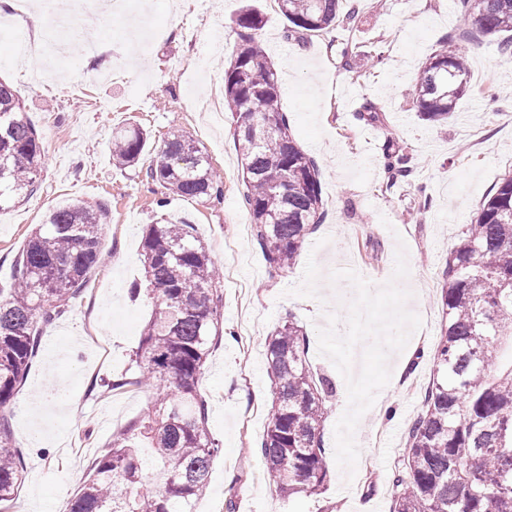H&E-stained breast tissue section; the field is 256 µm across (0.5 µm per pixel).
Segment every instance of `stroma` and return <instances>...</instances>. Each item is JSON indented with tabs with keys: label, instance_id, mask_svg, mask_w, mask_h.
Segmentation results:
<instances>
[{
	"label": "stroma",
	"instance_id": "1",
	"mask_svg": "<svg viewBox=\"0 0 512 512\" xmlns=\"http://www.w3.org/2000/svg\"><path fill=\"white\" fill-rule=\"evenodd\" d=\"M356 4L355 25L337 23L301 44L289 37L276 0H255L281 108L322 189L323 221L289 272L270 267L254 238L235 119L225 111L211 123L196 110L211 87L224 84L241 0H127L125 13L106 25L77 19L62 35L69 52L60 71L45 72L38 86L27 79L38 58L17 63L15 30H0V78L25 103L43 151L38 189L0 214V283L12 280L30 231L50 210L81 201L109 212L96 268L68 313L44 327L15 398L10 430L25 473L12 512H67L112 435L153 402L154 386L136 381L134 353L155 303L130 289L142 279L143 237L164 214L192 224L224 271V333L198 383L221 451L196 512H391L392 472L433 375L448 255L486 195L512 173V95L498 91L506 63L495 42L476 35L458 0ZM446 39L466 55L470 83L454 116L437 127L416 112L410 89ZM368 100L379 121L362 118ZM124 124L145 127L152 145L172 132L191 139L221 173L223 197L182 198L147 178L151 150L134 166L115 167L112 130ZM390 151L406 158L407 176L388 169ZM401 240L415 294L407 307L422 326L389 358L380 405L355 432L360 455L348 484L334 457L346 384L319 354L317 330L328 313L346 318L354 295L349 283H331V273L348 266L381 287ZM288 319L306 332L314 371L335 386L322 430L327 487L292 499L269 482L255 453L272 404L266 340ZM117 379L125 387L111 389Z\"/></svg>",
	"mask_w": 512,
	"mask_h": 512
}]
</instances>
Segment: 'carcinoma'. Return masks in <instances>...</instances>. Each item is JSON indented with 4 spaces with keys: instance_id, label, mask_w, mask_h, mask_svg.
<instances>
[{
    "instance_id": "cac0c4a2",
    "label": "carcinoma",
    "mask_w": 512,
    "mask_h": 512,
    "mask_svg": "<svg viewBox=\"0 0 512 512\" xmlns=\"http://www.w3.org/2000/svg\"><path fill=\"white\" fill-rule=\"evenodd\" d=\"M296 39L336 25L341 0H277ZM477 33L497 38L512 60V0H461ZM240 43L224 69V108L237 117L243 198L266 261L288 271L311 227L322 191L313 160L281 110L279 79L259 41L264 17L251 5L236 18ZM467 60L444 42L419 68L411 95L422 119L442 124L468 90ZM134 125L112 131V161L134 166L147 146ZM149 177L186 198L223 195V181L193 141L173 133L154 148ZM42 152L13 87L0 79V212L37 189ZM108 215L83 204L52 210L27 238L16 274L0 287V505L14 500L22 462L8 426L41 325L67 312L98 262ZM147 291L156 299L136 352L140 380L157 398L142 420L112 437L70 502L69 512H194L220 451L210 436L198 381L219 330L220 273L192 225L168 217L142 243ZM445 314L436 368L390 482L392 512H512V370L493 376L494 345L512 339V175L486 196L448 256ZM299 326H279L266 346L273 395L258 453L279 491H321L328 464L320 435L332 382L306 359ZM155 484L151 493L139 488Z\"/></svg>"
}]
</instances>
